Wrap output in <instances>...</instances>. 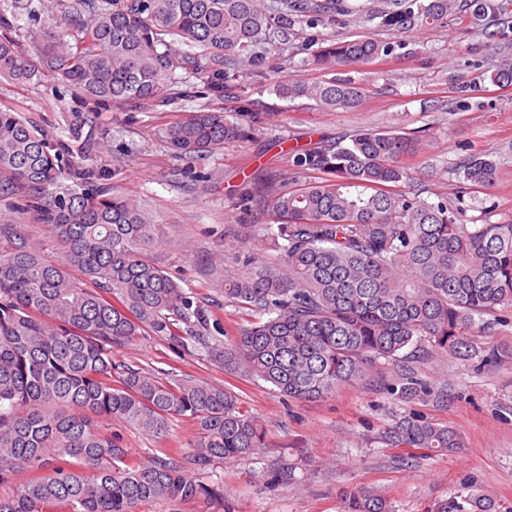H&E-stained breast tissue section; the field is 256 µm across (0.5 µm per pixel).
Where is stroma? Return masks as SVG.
<instances>
[{"instance_id":"1","label":"stroma","mask_w":512,"mask_h":512,"mask_svg":"<svg viewBox=\"0 0 512 512\" xmlns=\"http://www.w3.org/2000/svg\"><path fill=\"white\" fill-rule=\"evenodd\" d=\"M27 0H0L13 22L22 50L33 52L34 32L48 23L31 16ZM349 9L332 20L295 15L287 30L256 47L235 66L237 98L223 107L229 119L252 125L248 140L225 144L197 161L204 179L189 175L165 141L172 112L201 106L186 97L199 77L174 84L168 111H128L92 106L72 88L54 80L18 84L0 76V109L11 108L30 121L65 161L110 173L111 183L133 198L147 200L160 224L159 239L146 247V259L159 262L185 291L219 302L229 334L248 327L256 316L225 301L224 284L213 271V256L243 271L270 254L256 233L242 224L268 223L267 214L244 218L239 208L242 183L263 185L287 174L291 150L313 146L359 128L423 132L433 145L407 158L409 186L430 203L447 201L462 209L466 224L512 221V84L489 80L500 61L486 38L462 28L455 19L410 32L385 25L389 0H345ZM371 37L395 44L393 55L372 64L345 68L343 77L366 91L353 112H331L307 98L280 97L278 86L321 79L312 63L323 46ZM447 101V109L435 101ZM472 153L491 155L498 181L485 189L465 182L460 162ZM18 224L43 253L59 258L56 239L38 222L24 198L0 202V217ZM492 330L478 337L480 353L469 361L439 350L414 363L417 377L433 394L404 399L387 391V362H378L370 385L345 386L324 399L283 397L269 383L224 372L193 348H181L158 336H143L115 353L118 361L161 374L191 376L233 390L243 410L261 416L268 429L266 447L216 464L211 479L224 483L232 512H344L358 491L384 495L395 512H433L436 504L470 485L512 507V310L496 312ZM413 413L451 428L461 440L450 452L394 448L385 429ZM132 454L148 459L164 448H189L196 428L174 420L171 435L155 439L122 428Z\"/></svg>"}]
</instances>
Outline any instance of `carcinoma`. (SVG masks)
<instances>
[{
	"instance_id": "carcinoma-1",
	"label": "carcinoma",
	"mask_w": 512,
	"mask_h": 512,
	"mask_svg": "<svg viewBox=\"0 0 512 512\" xmlns=\"http://www.w3.org/2000/svg\"><path fill=\"white\" fill-rule=\"evenodd\" d=\"M36 54L19 49L0 13V75L17 83L48 77L87 101L130 111L168 102L173 74L204 72L200 96L216 100L237 86L225 67L258 45L288 15L272 19L263 0H55ZM384 23L403 29L452 16L463 26L512 18V0H399ZM344 0H294V13L325 20ZM372 38L323 48L317 69L330 78L288 85L330 111L357 110L365 89L334 77L351 65L393 54ZM491 75L512 84V55ZM222 108L180 112L166 129L179 156L194 160L251 138ZM422 145L399 130L359 129L293 155L288 182L270 179L260 195L241 194L244 211L262 208L280 220L259 228L274 254L247 273L224 271V298L257 321L230 336L215 305L199 303L141 249L159 224L110 177L64 157L35 128L0 109V200L26 198L50 227L63 262L42 254L15 224L0 238V512H138L149 502L204 498L224 505L220 483L194 478L217 461L265 447L262 420L245 413L230 389L191 377H159L117 363L114 351L145 335L191 345L213 364L272 384L297 400L324 398L341 386L371 381L379 359L398 369L390 389L404 398L431 392L408 369L424 345L461 360L476 355L484 332L475 317L512 308V222L463 224L445 202L402 189L403 158ZM465 181L494 186L486 154L460 165ZM312 172L299 183L294 175ZM74 267L81 277L72 276ZM195 422L193 450L133 457L103 427L118 420L162 439L171 420ZM392 447L448 449L461 441L448 427L404 416L385 431ZM21 469L37 472L24 484ZM94 472L89 480L84 472ZM345 512H394L375 491ZM434 512H503L470 486Z\"/></svg>"
}]
</instances>
